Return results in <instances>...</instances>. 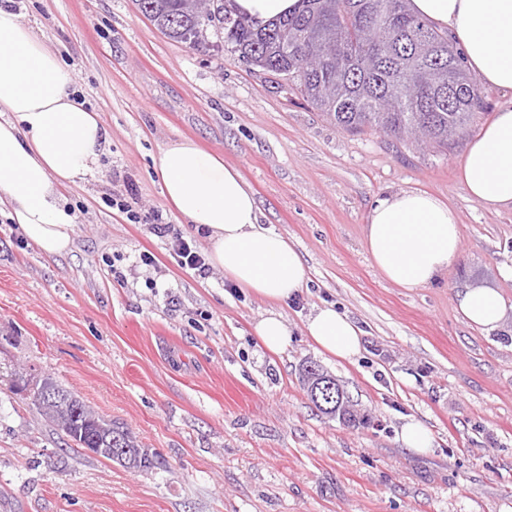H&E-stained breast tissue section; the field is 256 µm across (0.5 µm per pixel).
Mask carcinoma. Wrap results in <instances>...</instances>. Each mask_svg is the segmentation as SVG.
<instances>
[{"instance_id":"1","label":"carcinoma","mask_w":512,"mask_h":512,"mask_svg":"<svg viewBox=\"0 0 512 512\" xmlns=\"http://www.w3.org/2000/svg\"><path fill=\"white\" fill-rule=\"evenodd\" d=\"M167 38L200 43L211 31L265 73L281 76L336 126L401 138L419 134L440 148L462 136L483 109L480 89L448 35L406 7L407 0H302V8L263 27L225 9L224 0H135ZM457 90L448 97V90ZM311 402L336 414V389ZM69 420L37 406L57 433L125 468L147 470L154 457L125 426L105 420L62 390Z\"/></svg>"}]
</instances>
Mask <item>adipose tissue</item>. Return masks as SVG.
<instances>
[{
    "label": "adipose tissue",
    "instance_id": "ef3b65f1",
    "mask_svg": "<svg viewBox=\"0 0 512 512\" xmlns=\"http://www.w3.org/2000/svg\"><path fill=\"white\" fill-rule=\"evenodd\" d=\"M411 11L448 31L463 65L485 85L512 93V0H410ZM73 78L56 51L24 25L13 0H0V208L48 255L70 248L74 215L62 188L95 173L108 133L95 112L74 99ZM166 199L193 230L205 232L209 261L253 295L284 302L306 283L304 264L287 238L259 222L253 192L239 171L190 139L163 146L153 160ZM458 178L487 210L512 208V105L466 147ZM364 246L386 280L413 290L433 284L458 255L455 210L422 191L377 200ZM469 323L495 328L505 317L490 288L456 294ZM319 351L349 360L362 348L361 330L326 305L308 317Z\"/></svg>",
    "mask_w": 512,
    "mask_h": 512
}]
</instances>
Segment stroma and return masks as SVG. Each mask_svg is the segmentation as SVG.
Masks as SVG:
<instances>
[{"label": "stroma", "instance_id": "stroma-1", "mask_svg": "<svg viewBox=\"0 0 512 512\" xmlns=\"http://www.w3.org/2000/svg\"><path fill=\"white\" fill-rule=\"evenodd\" d=\"M15 8L58 51L110 146L66 191L68 253L44 254L0 217V367L78 394L159 465L134 472L69 447L0 382V512H512V314L485 331L455 304L471 286L512 304V210L467 197V138L440 151L343 130L223 39L202 51L168 39L133 0ZM182 138L236 167L261 223L302 255L298 298L276 305L221 270H182L147 225L109 206L130 185L138 208L170 212L152 158ZM415 190L456 209L462 250L437 283L407 290L372 266L364 227L376 200ZM324 302L362 330L354 361L305 336ZM272 310L290 331L278 354L253 330ZM307 361L340 381L364 424L314 408L299 379ZM408 416L430 429V452L399 441Z\"/></svg>", "mask_w": 512, "mask_h": 512}]
</instances>
